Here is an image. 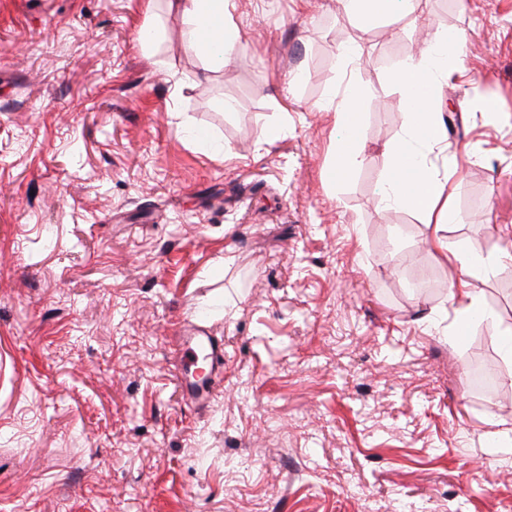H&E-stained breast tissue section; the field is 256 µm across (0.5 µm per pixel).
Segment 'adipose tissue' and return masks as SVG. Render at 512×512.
<instances>
[{
  "label": "adipose tissue",
  "instance_id": "obj_1",
  "mask_svg": "<svg viewBox=\"0 0 512 512\" xmlns=\"http://www.w3.org/2000/svg\"><path fill=\"white\" fill-rule=\"evenodd\" d=\"M165 3L167 16L184 25L190 47L223 66L235 60L240 33L229 11L231 0H165ZM345 8L363 24L374 26L410 13L412 3L411 0H346ZM456 48V42L449 40L447 32H436L427 60L406 61L389 74L404 104V136L388 150L381 201L388 206L421 211L437 227L448 220V191L447 179L441 176L432 159L445 144L444 129L434 103L444 80L440 65ZM361 96L359 85L349 79L322 105L323 110L335 114L342 129L329 166L331 179L345 180L361 162ZM429 243L456 270L448 290L456 311L462 315L477 314L481 304L471 286L472 279L492 275L503 260L512 257V252L502 250L485 257L474 256L449 248L447 237L438 234L432 235Z\"/></svg>",
  "mask_w": 512,
  "mask_h": 512
}]
</instances>
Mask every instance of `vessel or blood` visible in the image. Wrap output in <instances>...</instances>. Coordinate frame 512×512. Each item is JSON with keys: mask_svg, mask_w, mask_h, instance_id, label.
Instances as JSON below:
<instances>
[{"mask_svg": "<svg viewBox=\"0 0 512 512\" xmlns=\"http://www.w3.org/2000/svg\"><path fill=\"white\" fill-rule=\"evenodd\" d=\"M224 371V346L206 329L183 337L178 380L183 394L195 404L206 403Z\"/></svg>", "mask_w": 512, "mask_h": 512, "instance_id": "vessel-or-blood-1", "label": "vessel or blood"}]
</instances>
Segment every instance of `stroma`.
I'll return each instance as SVG.
<instances>
[{
	"instance_id": "stroma-1",
	"label": "stroma",
	"mask_w": 512,
	"mask_h": 512,
	"mask_svg": "<svg viewBox=\"0 0 512 512\" xmlns=\"http://www.w3.org/2000/svg\"><path fill=\"white\" fill-rule=\"evenodd\" d=\"M233 5L223 68L163 0H0V512H512V262L449 338L425 217L380 201L388 74L445 29L448 246L512 233V0L375 28L339 0ZM348 49L362 161L335 183ZM196 326L224 345L200 407L176 377Z\"/></svg>"
}]
</instances>
